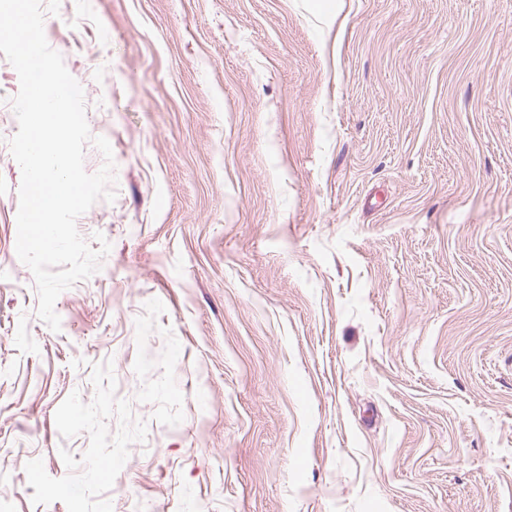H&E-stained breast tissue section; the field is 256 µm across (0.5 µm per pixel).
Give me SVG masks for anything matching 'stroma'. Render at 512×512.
Instances as JSON below:
<instances>
[{"instance_id": "obj_1", "label": "stroma", "mask_w": 512, "mask_h": 512, "mask_svg": "<svg viewBox=\"0 0 512 512\" xmlns=\"http://www.w3.org/2000/svg\"><path fill=\"white\" fill-rule=\"evenodd\" d=\"M43 8L116 198L52 331L0 53V512H512V0Z\"/></svg>"}]
</instances>
